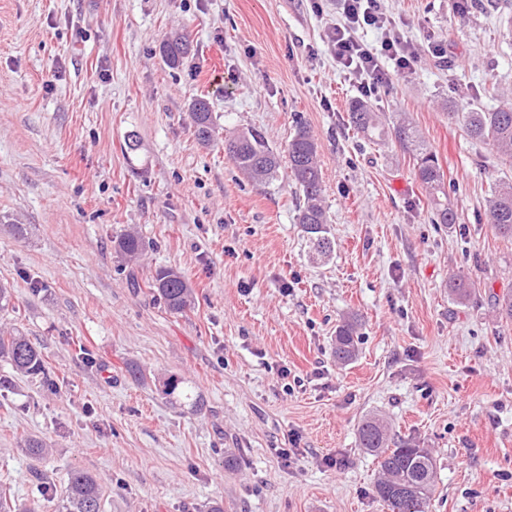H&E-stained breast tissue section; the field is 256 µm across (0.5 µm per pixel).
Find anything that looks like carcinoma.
<instances>
[{
	"mask_svg": "<svg viewBox=\"0 0 512 512\" xmlns=\"http://www.w3.org/2000/svg\"><path fill=\"white\" fill-rule=\"evenodd\" d=\"M193 41L185 31L174 30L165 35L158 46L163 63L177 69L191 56ZM194 134L197 141L209 146L215 142L216 117L209 103L194 98L189 103ZM453 116L461 119L471 138L492 146L502 158L512 161V95L501 96L500 104L491 111L471 107ZM350 124L364 136L390 137L399 147L413 154L416 160V176L431 194L434 208L432 223L453 225L458 221L457 212L448 205L444 172L435 154L421 147V135L412 124L399 120L386 130L381 127L378 113L372 106L360 100L349 112ZM224 153L235 163L239 171L250 181L268 183L281 168L280 153L274 149L256 129L238 132L224 137ZM288 173L303 197L299 207L298 223L307 234L312 257L328 258L334 252L335 242L329 237V224L323 206V177L318 155V144L311 131L298 123L286 148ZM487 223L503 238L512 239V181H498L485 198ZM146 248L144 239L136 233H124L116 240V250L127 262L137 261ZM150 288L154 290L167 310L174 314L184 312L193 302V292L180 272L163 267L152 276ZM451 299L464 304L472 297L475 285L464 272L448 279ZM357 325L346 319L336 328L333 353L336 360L347 363L356 357L354 336ZM0 361L23 375L37 378L40 382L57 387L54 373L47 366L41 351L25 335L16 331L0 332ZM182 380L170 376L162 381L159 391L168 399L184 398L195 408L200 399L181 387ZM361 447L379 458L381 478L375 485L377 496L389 512H427L435 490V460L426 448L410 442L393 443L388 437L387 426L377 417H370L358 428ZM35 497L28 505H15L6 490L0 489V512H101V489L96 479L87 471L72 469L68 473L64 493H58L55 483L41 472H35Z\"/></svg>",
	"mask_w": 512,
	"mask_h": 512,
	"instance_id": "cac0c4a2",
	"label": "carcinoma"
}]
</instances>
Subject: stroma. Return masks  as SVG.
<instances>
[{
    "mask_svg": "<svg viewBox=\"0 0 512 512\" xmlns=\"http://www.w3.org/2000/svg\"><path fill=\"white\" fill-rule=\"evenodd\" d=\"M380 6L419 63L366 96L325 43L336 0H0V283L15 304L0 325L63 380L0 391V485L16 503L34 471L61 487L81 469L101 512H387L357 436L378 415L394 441L431 451L429 512H512V321L496 306L512 293V239L483 209L512 163L448 114L512 90V8ZM175 28L194 51L171 69L158 45ZM196 97L221 135L207 148ZM363 98L386 125L416 127L458 224L432 223L411 154L351 127ZM300 120L319 146L326 262L309 256L291 179L253 185L224 155L223 136L251 128L284 151ZM128 231L147 243L135 287L114 247ZM161 267L183 274L194 308L152 296ZM458 270L477 285L465 304L448 296ZM347 316L358 352L342 364ZM171 375L202 407L158 393ZM29 437L41 459L22 453ZM188 108L197 141L204 146L211 145L216 140V117L213 116L209 103L204 98H194ZM356 329V322L351 319H345L342 324L336 328L333 353L338 362L347 363L356 357L354 341Z\"/></svg>",
    "mask_w": 512,
    "mask_h": 512,
    "instance_id": "35a3bbf8",
    "label": "stroma"
}]
</instances>
